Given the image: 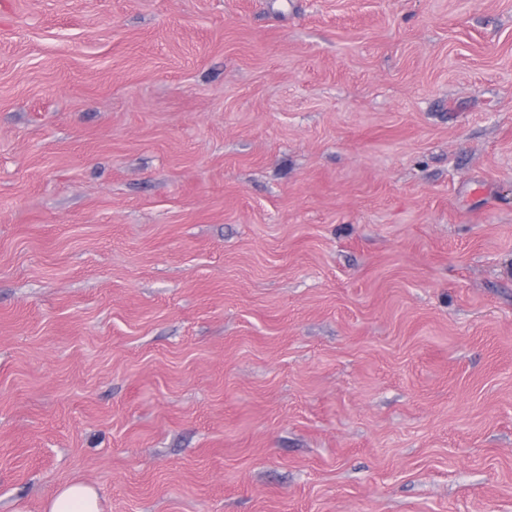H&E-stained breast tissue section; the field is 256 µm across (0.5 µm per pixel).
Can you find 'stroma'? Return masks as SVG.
<instances>
[{"mask_svg":"<svg viewBox=\"0 0 512 512\" xmlns=\"http://www.w3.org/2000/svg\"><path fill=\"white\" fill-rule=\"evenodd\" d=\"M512 512V0H0V512ZM45 512H102L100 496L87 484L71 483L46 502Z\"/></svg>","mask_w":512,"mask_h":512,"instance_id":"1","label":"stroma"}]
</instances>
